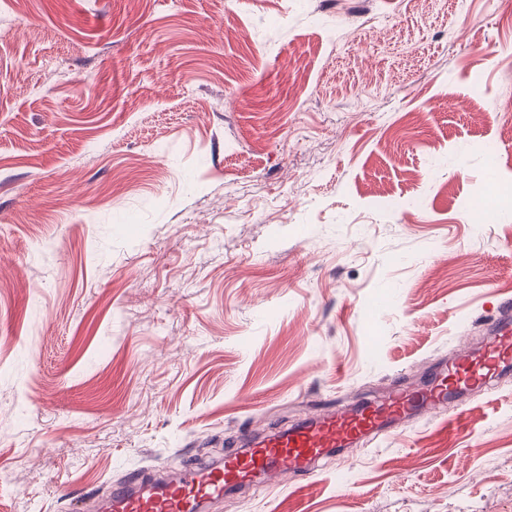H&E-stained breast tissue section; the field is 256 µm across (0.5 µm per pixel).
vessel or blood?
<instances>
[{
	"instance_id": "b4317fda",
	"label": "vessel or blood",
	"mask_w": 512,
	"mask_h": 512,
	"mask_svg": "<svg viewBox=\"0 0 512 512\" xmlns=\"http://www.w3.org/2000/svg\"><path fill=\"white\" fill-rule=\"evenodd\" d=\"M510 366L512 295L505 294L497 302L482 345L461 348L451 359L440 360L429 368L422 384L411 385L399 377L383 396L361 405L309 417L260 439L243 431L240 448L220 462L193 460L179 473L159 477L131 474L95 500L92 512H208L236 485L257 480L270 487L299 475L314 477L316 462L333 450L393 435L401 421L484 387Z\"/></svg>"
}]
</instances>
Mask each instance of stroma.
<instances>
[{
    "label": "stroma",
    "mask_w": 512,
    "mask_h": 512,
    "mask_svg": "<svg viewBox=\"0 0 512 512\" xmlns=\"http://www.w3.org/2000/svg\"><path fill=\"white\" fill-rule=\"evenodd\" d=\"M511 183L512 0H0V512L479 344ZM448 416L214 512H512V371Z\"/></svg>",
    "instance_id": "obj_1"
}]
</instances>
